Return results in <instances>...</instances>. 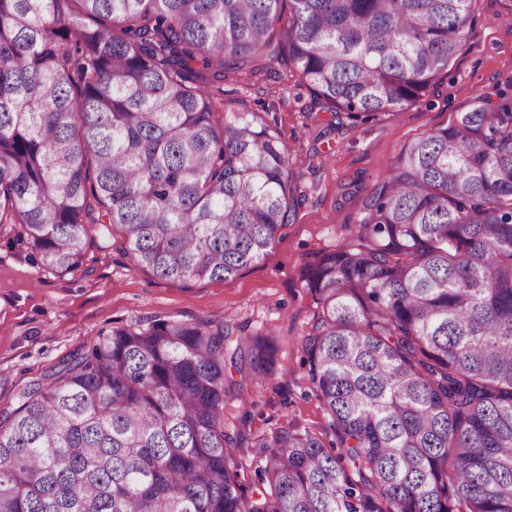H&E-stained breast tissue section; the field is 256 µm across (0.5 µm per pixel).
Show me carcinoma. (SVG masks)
Returning <instances> with one entry per match:
<instances>
[{"mask_svg": "<svg viewBox=\"0 0 512 512\" xmlns=\"http://www.w3.org/2000/svg\"><path fill=\"white\" fill-rule=\"evenodd\" d=\"M473 0H0V229L78 270L93 226L136 270L224 281L295 210L288 146L206 72L288 58L336 119L418 107ZM357 237L309 264V380L337 446L278 429L261 491L224 398L272 343L224 321L114 327L0 410V512H512V97L405 146Z\"/></svg>", "mask_w": 512, "mask_h": 512, "instance_id": "carcinoma-1", "label": "carcinoma"}]
</instances>
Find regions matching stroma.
<instances>
[{
  "mask_svg": "<svg viewBox=\"0 0 512 512\" xmlns=\"http://www.w3.org/2000/svg\"><path fill=\"white\" fill-rule=\"evenodd\" d=\"M473 11V32L424 104L376 120L332 121L284 64L249 78L225 73L226 110H266L274 117L291 153L299 199L283 238L232 279L177 283L135 270L120 240L100 232L82 267L59 275L42 269L17 241L16 227L1 228L0 409L15 408L22 387L58 371L112 327L217 317L235 334L269 336L276 349L271 372L244 380L224 401L229 465L245 491L258 488L256 473L268 454L261 438L288 428L332 441L303 351L319 305L302 271L356 237L365 198L406 143L447 127L481 91L512 85V0H474Z\"/></svg>",
  "mask_w": 512,
  "mask_h": 512,
  "instance_id": "stroma-1",
  "label": "stroma"
}]
</instances>
